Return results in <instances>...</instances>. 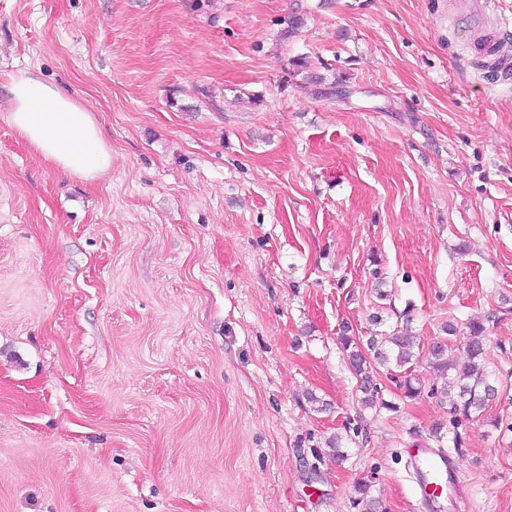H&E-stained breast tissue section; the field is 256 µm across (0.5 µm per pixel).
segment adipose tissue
I'll return each instance as SVG.
<instances>
[{
  "instance_id": "adipose-tissue-1",
  "label": "adipose tissue",
  "mask_w": 512,
  "mask_h": 512,
  "mask_svg": "<svg viewBox=\"0 0 512 512\" xmlns=\"http://www.w3.org/2000/svg\"><path fill=\"white\" fill-rule=\"evenodd\" d=\"M7 120L16 134L63 174L92 181L112 166V147L77 96L37 76L10 75Z\"/></svg>"
}]
</instances>
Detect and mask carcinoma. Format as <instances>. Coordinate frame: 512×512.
Masks as SVG:
<instances>
[{"mask_svg":"<svg viewBox=\"0 0 512 512\" xmlns=\"http://www.w3.org/2000/svg\"><path fill=\"white\" fill-rule=\"evenodd\" d=\"M412 305L396 314L392 333L381 338L369 336L361 340L349 335L350 327L342 329L340 342L347 353L348 362L354 372L356 388L362 394L360 404L365 409L377 406L391 409L393 405L377 401L378 389L373 383V372L377 366H393V379L399 380L405 397L420 396V379L412 369L415 355L414 336L411 334ZM469 336L465 342L467 362L459 363L452 354L448 337L455 334L454 325L443 327L444 336L436 338L428 348V364L435 375L444 381V394L448 397V415L452 427L453 450L463 453L465 436L459 431L460 418H469L486 409L498 394L491 375L483 365L485 355V326L479 321L468 323Z\"/></svg>","mask_w":512,"mask_h":512,"instance_id":"1","label":"carcinoma"}]
</instances>
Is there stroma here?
I'll use <instances>...</instances> for the list:
<instances>
[{
  "mask_svg": "<svg viewBox=\"0 0 512 512\" xmlns=\"http://www.w3.org/2000/svg\"><path fill=\"white\" fill-rule=\"evenodd\" d=\"M465 30L458 0H0V512H364L361 482L420 512L425 355L473 319L502 392L461 512H512V80ZM20 70L88 101L108 172L14 133ZM409 304L422 393L382 371L362 409L340 328Z\"/></svg>",
  "mask_w": 512,
  "mask_h": 512,
  "instance_id": "stroma-1",
  "label": "stroma"
}]
</instances>
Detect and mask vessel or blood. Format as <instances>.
Segmentation results:
<instances>
[{"instance_id": "1", "label": "vessel or blood", "mask_w": 512, "mask_h": 512, "mask_svg": "<svg viewBox=\"0 0 512 512\" xmlns=\"http://www.w3.org/2000/svg\"><path fill=\"white\" fill-rule=\"evenodd\" d=\"M484 42L489 62L498 65L503 75L512 74V42L496 41L489 34L485 35ZM407 455L422 491L420 504L424 512H431L446 493H458V463L445 450L421 444L408 449Z\"/></svg>"}]
</instances>
